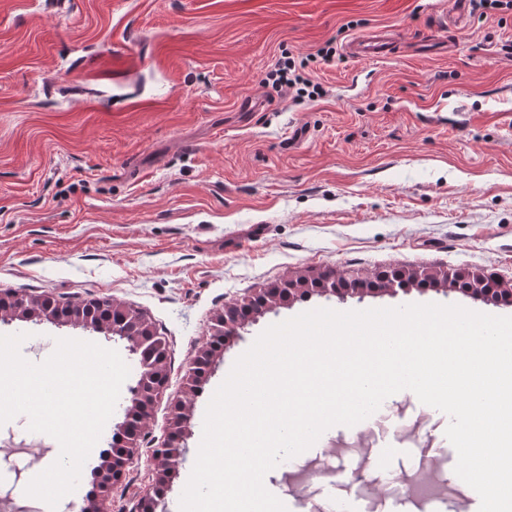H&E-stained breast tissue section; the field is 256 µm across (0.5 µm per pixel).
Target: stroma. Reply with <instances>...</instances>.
Wrapping results in <instances>:
<instances>
[{
  "mask_svg": "<svg viewBox=\"0 0 512 512\" xmlns=\"http://www.w3.org/2000/svg\"><path fill=\"white\" fill-rule=\"evenodd\" d=\"M428 0H0V291L60 301L112 299L142 310L165 340L168 384L108 512H140L156 480L152 450L170 402L192 384L197 349L226 302L285 274L469 269L512 284V10L448 26L437 38ZM378 26L395 52L344 55ZM338 52L314 66L321 97L265 83L282 56ZM458 304L496 316L512 306L413 288L363 299L312 296L258 316L217 357L195 397L165 512L194 466L207 404L268 326L316 308ZM30 362L59 338L117 350L120 340L21 321ZM384 420L328 431L308 491L347 512H417L422 475L449 480V418L408 392ZM20 415L0 425V505L36 512L20 493L53 454Z\"/></svg>",
  "mask_w": 512,
  "mask_h": 512,
  "instance_id": "obj_1",
  "label": "stroma"
}]
</instances>
